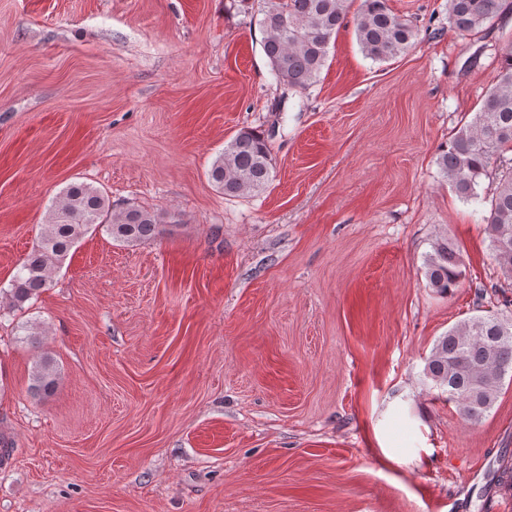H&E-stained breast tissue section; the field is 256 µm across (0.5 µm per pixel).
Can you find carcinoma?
Instances as JSON below:
<instances>
[{"mask_svg":"<svg viewBox=\"0 0 512 512\" xmlns=\"http://www.w3.org/2000/svg\"><path fill=\"white\" fill-rule=\"evenodd\" d=\"M348 0H267L259 26L262 47L274 80L306 90L326 65L329 44L346 27ZM508 9L506 0H448V27L461 35L478 31ZM354 33L362 53L375 62L408 52L417 30L396 15L387 0H361ZM512 150V39L501 49L497 82L469 121L442 145L437 165L443 178L467 203L480 207L481 179ZM271 149L264 133L239 130L208 170V179L226 196L258 192L271 181ZM484 221L491 231L494 261L512 276V166L498 179ZM159 217L142 208L112 209L109 198L83 182L68 185L49 208L48 221L12 279L9 296L16 307L49 288L52 274L92 227L104 226L112 240L133 246L160 234ZM459 247L438 238L424 263L429 287L454 294L465 274ZM512 330L494 315L477 316L438 338L425 362V375L448 394L460 416L477 422L492 408L503 381L498 370L512 372ZM59 376L54 359L45 354L29 378L30 393L52 395Z\"/></svg>","mask_w":512,"mask_h":512,"instance_id":"1","label":"carcinoma"}]
</instances>
